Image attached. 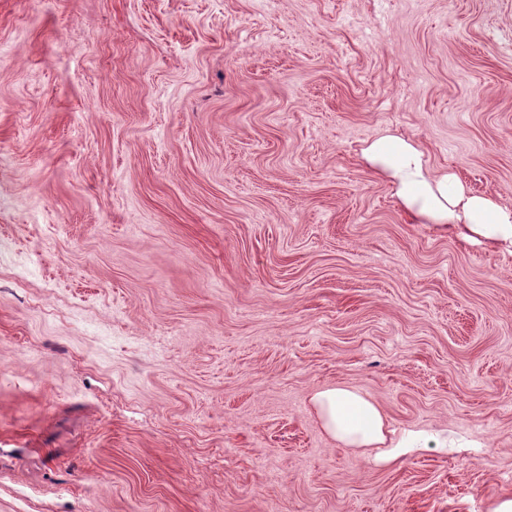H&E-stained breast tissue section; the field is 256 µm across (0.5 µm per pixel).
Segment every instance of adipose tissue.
I'll use <instances>...</instances> for the list:
<instances>
[{
  "mask_svg": "<svg viewBox=\"0 0 512 512\" xmlns=\"http://www.w3.org/2000/svg\"><path fill=\"white\" fill-rule=\"evenodd\" d=\"M361 158L387 180L411 223L435 224L464 241L512 251V210L475 193L452 171L434 172L419 144L387 133L363 148ZM311 401L332 438L368 449L377 465L392 463L423 438L416 431L391 435L382 412L348 387L316 392Z\"/></svg>",
  "mask_w": 512,
  "mask_h": 512,
  "instance_id": "obj_1",
  "label": "adipose tissue"
}]
</instances>
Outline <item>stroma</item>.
I'll return each instance as SVG.
<instances>
[{
  "label": "stroma",
  "mask_w": 512,
  "mask_h": 512,
  "mask_svg": "<svg viewBox=\"0 0 512 512\" xmlns=\"http://www.w3.org/2000/svg\"><path fill=\"white\" fill-rule=\"evenodd\" d=\"M387 131L512 210V0H0V512L512 498V253L408 223ZM311 401L332 438L349 448H371L368 458L377 465L392 463L401 448H415L414 444L423 438L422 432L416 431L395 436V431L387 429L382 412L348 387L336 386L316 392Z\"/></svg>",
  "instance_id": "stroma-1"
}]
</instances>
